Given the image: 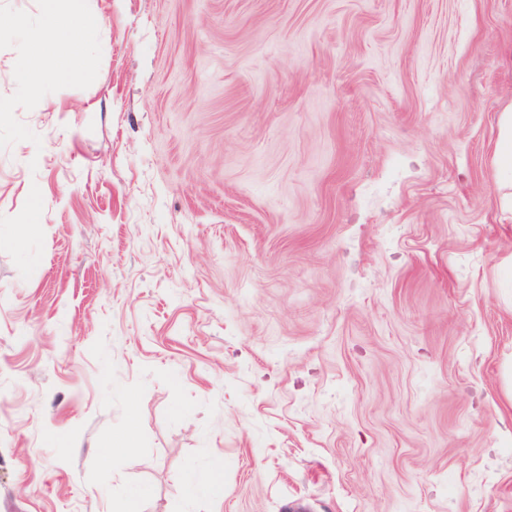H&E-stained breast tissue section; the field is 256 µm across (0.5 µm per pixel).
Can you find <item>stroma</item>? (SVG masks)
Returning a JSON list of instances; mask_svg holds the SVG:
<instances>
[{"label":"stroma","mask_w":512,"mask_h":512,"mask_svg":"<svg viewBox=\"0 0 512 512\" xmlns=\"http://www.w3.org/2000/svg\"><path fill=\"white\" fill-rule=\"evenodd\" d=\"M97 9L0 121V512H512V0ZM510 112L512 110L503 116L496 150L497 164L504 170H512V114Z\"/></svg>","instance_id":"obj_1"}]
</instances>
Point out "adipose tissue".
I'll use <instances>...</instances> for the list:
<instances>
[{"label": "adipose tissue", "mask_w": 512, "mask_h": 512, "mask_svg": "<svg viewBox=\"0 0 512 512\" xmlns=\"http://www.w3.org/2000/svg\"><path fill=\"white\" fill-rule=\"evenodd\" d=\"M96 0H44L46 22L20 45L21 70L27 87L59 80L70 63L85 60L100 17Z\"/></svg>", "instance_id": "obj_1"}]
</instances>
